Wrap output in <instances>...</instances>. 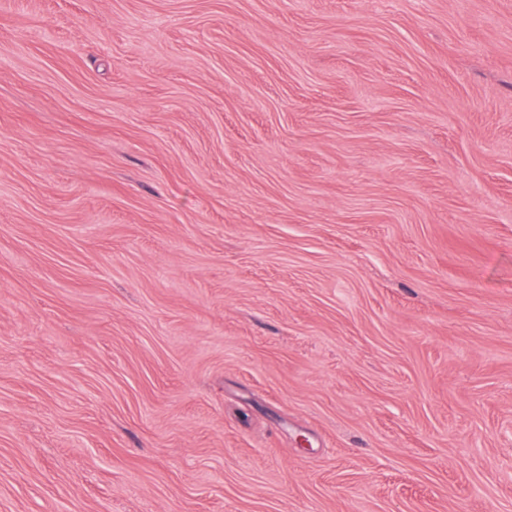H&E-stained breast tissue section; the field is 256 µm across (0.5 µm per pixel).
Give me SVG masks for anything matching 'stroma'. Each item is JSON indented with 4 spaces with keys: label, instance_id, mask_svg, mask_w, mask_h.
<instances>
[{
    "label": "stroma",
    "instance_id": "35a3bbf8",
    "mask_svg": "<svg viewBox=\"0 0 512 512\" xmlns=\"http://www.w3.org/2000/svg\"><path fill=\"white\" fill-rule=\"evenodd\" d=\"M0 512H512V0H0Z\"/></svg>",
    "mask_w": 512,
    "mask_h": 512
}]
</instances>
